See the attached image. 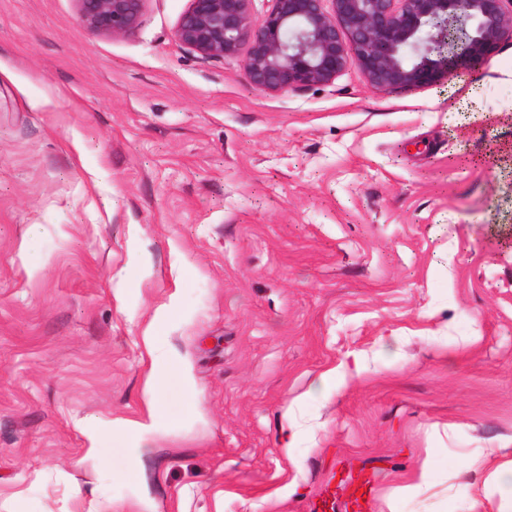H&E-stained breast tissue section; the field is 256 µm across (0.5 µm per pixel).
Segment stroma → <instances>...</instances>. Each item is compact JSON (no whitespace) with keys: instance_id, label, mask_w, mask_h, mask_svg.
Returning <instances> with one entry per match:
<instances>
[{"instance_id":"stroma-1","label":"stroma","mask_w":512,"mask_h":512,"mask_svg":"<svg viewBox=\"0 0 512 512\" xmlns=\"http://www.w3.org/2000/svg\"><path fill=\"white\" fill-rule=\"evenodd\" d=\"M188 6L107 37L0 0V512H470L512 448V40L266 94ZM164 311L195 390L136 455ZM512 448H488L480 457L465 463L466 468L475 472L488 473L487 481H491L500 494L512 500Z\"/></svg>"}]
</instances>
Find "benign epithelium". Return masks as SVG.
<instances>
[{
	"mask_svg": "<svg viewBox=\"0 0 512 512\" xmlns=\"http://www.w3.org/2000/svg\"><path fill=\"white\" fill-rule=\"evenodd\" d=\"M88 31L134 28L145 0H75ZM190 0L178 43L206 59L246 49L245 75L276 94L325 85L355 65L375 89L417 88L481 62L512 38V0Z\"/></svg>",
	"mask_w": 512,
	"mask_h": 512,
	"instance_id": "benign-epithelium-1",
	"label": "benign epithelium"
}]
</instances>
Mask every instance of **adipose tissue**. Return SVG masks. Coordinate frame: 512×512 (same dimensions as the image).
<instances>
[{
	"label": "adipose tissue",
	"instance_id": "obj_1",
	"mask_svg": "<svg viewBox=\"0 0 512 512\" xmlns=\"http://www.w3.org/2000/svg\"><path fill=\"white\" fill-rule=\"evenodd\" d=\"M144 344L150 367L143 386L146 419L125 427L122 435L138 444L150 433L153 423L166 413V399L194 388L193 382L180 370L158 337L146 335ZM469 470L487 473L500 494L512 500V452L505 448L487 449L480 457L469 461Z\"/></svg>",
	"mask_w": 512,
	"mask_h": 512
}]
</instances>
